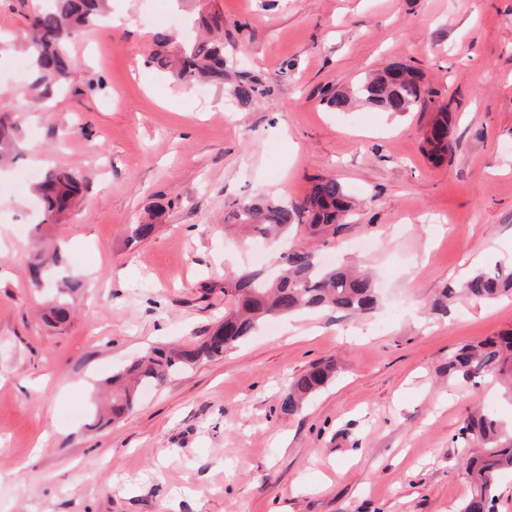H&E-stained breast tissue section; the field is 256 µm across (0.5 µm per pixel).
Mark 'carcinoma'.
Listing matches in <instances>:
<instances>
[{"label": "carcinoma", "instance_id": "obj_1", "mask_svg": "<svg viewBox=\"0 0 512 512\" xmlns=\"http://www.w3.org/2000/svg\"><path fill=\"white\" fill-rule=\"evenodd\" d=\"M108 10V0H45L30 11L29 30L21 47L29 55L31 81L25 94L36 102L51 98L56 87L70 82L76 72V60L70 44L82 37L87 28ZM200 33L190 26L187 34L163 29L152 36L154 49L149 63L168 74L178 85L224 84V17L214 13L197 19ZM436 96L423 90L418 74L409 67L385 69L373 73L350 91H329L323 102L341 112L358 99L390 113H404L425 103L424 96ZM429 127L428 154L440 160L451 148L448 110L438 107ZM19 145V125L6 112L0 113V163L15 154ZM80 176L63 169L46 171L35 186L41 220L46 224L59 220L82 198ZM354 209V201L342 184L332 177H321L298 203L281 199L252 201L236 207L227 220L249 228L253 237L262 241L276 240L300 228L321 244L336 236L343 221ZM278 268L274 278L262 272L242 269L224 279V295L233 305L224 310V321L216 326L197 346L181 349L154 346L135 360L113 381H126L122 389L112 393L105 416L107 422L121 417L136 400L135 387L141 383L162 385L174 374L202 359H215L238 342L252 335L264 321L297 313L330 311L343 314H366L378 303L373 278L366 272L346 264L323 267L316 259V249L301 239L274 253ZM49 261L37 258L30 264L32 285L45 287ZM65 291L52 300L48 320L55 326L70 322L68 297L83 288L80 279L63 282ZM462 293L476 304H484L503 296H512V268L497 264L481 268L458 287L443 289L432 304V310L443 311L448 299ZM512 373V332L486 338L478 344H465L448 355L445 373L456 381H473L492 372ZM336 367L317 363L289 382L281 409L290 414L303 402L322 390L335 376ZM458 438L468 445L465 472L470 480V495L458 512H495L492 488L497 476L512 471V422L503 421L497 411L485 409L470 414L459 429Z\"/></svg>", "mask_w": 512, "mask_h": 512}]
</instances>
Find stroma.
I'll return each instance as SVG.
<instances>
[{"label":"stroma","instance_id":"stroma-1","mask_svg":"<svg viewBox=\"0 0 512 512\" xmlns=\"http://www.w3.org/2000/svg\"><path fill=\"white\" fill-rule=\"evenodd\" d=\"M121 28L73 46L67 90L34 108L18 0H0V108L21 122L0 169V512H458L469 482L455 437L475 405L512 419L494 377L450 383L457 346L512 329V298L435 312L446 285L512 250V0H194L224 17L223 87H181L148 62L171 0H112ZM416 68L438 93L405 114L322 102L365 73ZM103 88L87 92V79ZM263 92L233 103L239 81ZM452 149L423 150L437 105ZM87 179L80 203L36 225L28 172ZM336 178L358 203L325 257L374 273L356 317L267 321L223 358L145 388L121 420L95 397L147 349L200 343L223 317L224 277L273 249L226 232L236 204L301 201ZM154 212L144 240L130 228ZM84 286L69 324L44 318L37 248ZM336 378L293 414L292 376Z\"/></svg>","mask_w":512,"mask_h":512}]
</instances>
